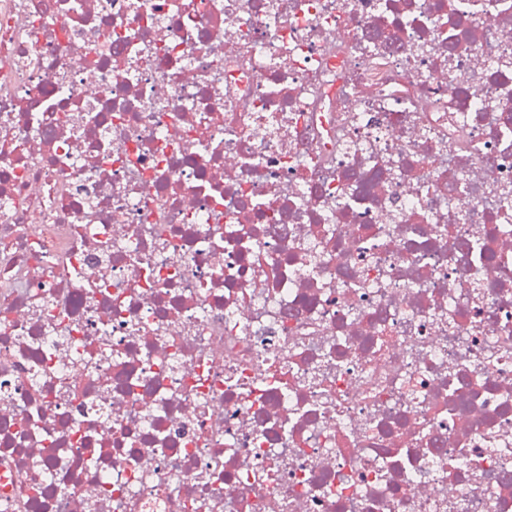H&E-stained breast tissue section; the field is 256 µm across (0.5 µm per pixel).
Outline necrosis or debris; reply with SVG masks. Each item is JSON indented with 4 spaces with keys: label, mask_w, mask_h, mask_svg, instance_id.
Segmentation results:
<instances>
[{
    "label": "necrosis or debris",
    "mask_w": 512,
    "mask_h": 512,
    "mask_svg": "<svg viewBox=\"0 0 512 512\" xmlns=\"http://www.w3.org/2000/svg\"><path fill=\"white\" fill-rule=\"evenodd\" d=\"M505 55L512 0H0V512H512Z\"/></svg>",
    "instance_id": "necrosis-or-debris-1"
}]
</instances>
